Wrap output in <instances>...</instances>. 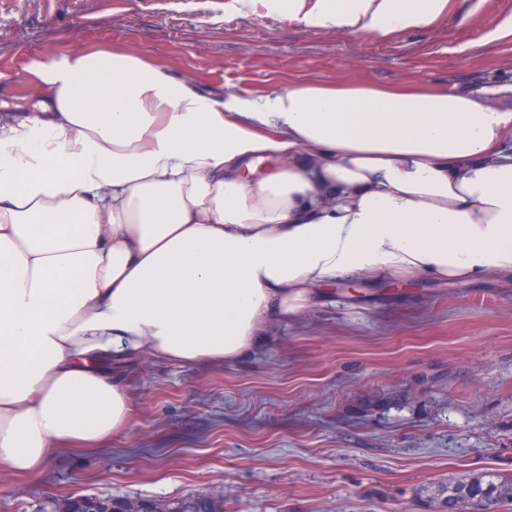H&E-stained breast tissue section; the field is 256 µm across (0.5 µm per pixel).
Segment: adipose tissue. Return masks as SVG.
<instances>
[{"label": "adipose tissue", "mask_w": 512, "mask_h": 512, "mask_svg": "<svg viewBox=\"0 0 512 512\" xmlns=\"http://www.w3.org/2000/svg\"><path fill=\"white\" fill-rule=\"evenodd\" d=\"M381 37L449 0H233ZM0 113V471L132 427L152 357L237 362L343 275L512 285V106L501 88L297 81L219 101L147 56L38 55Z\"/></svg>", "instance_id": "1"}]
</instances>
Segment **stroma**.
I'll return each instance as SVG.
<instances>
[{"label":"stroma","mask_w":512,"mask_h":512,"mask_svg":"<svg viewBox=\"0 0 512 512\" xmlns=\"http://www.w3.org/2000/svg\"><path fill=\"white\" fill-rule=\"evenodd\" d=\"M228 0H0V100L33 103L31 56H148L216 100L288 82L512 86V0H450L447 16L390 37L242 15ZM131 433L0 473V512L53 498L177 499L219 490L224 512H428L419 487L512 474V287L344 276L229 365L118 364Z\"/></svg>","instance_id":"35a3bbf8"}]
</instances>
